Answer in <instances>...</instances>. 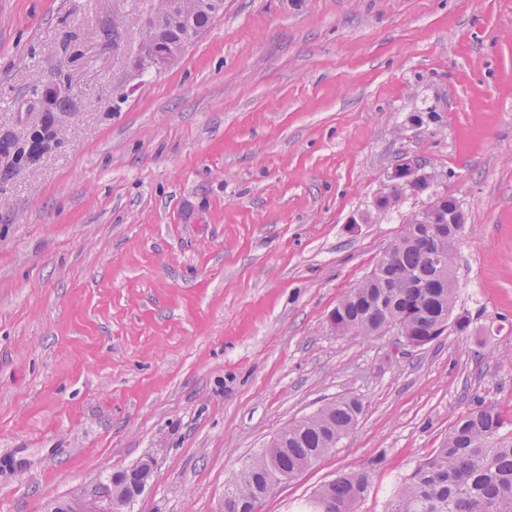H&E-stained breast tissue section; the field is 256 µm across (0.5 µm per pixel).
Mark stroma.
I'll return each mask as SVG.
<instances>
[{
    "label": "stroma",
    "mask_w": 512,
    "mask_h": 512,
    "mask_svg": "<svg viewBox=\"0 0 512 512\" xmlns=\"http://www.w3.org/2000/svg\"><path fill=\"white\" fill-rule=\"evenodd\" d=\"M140 39L132 0H0V139L55 130L29 165L0 154V512H104L144 463L124 512H224L244 463L339 397L354 426L256 512L343 473L389 512L479 397L512 441V0H224L162 71ZM408 159L428 189L381 208ZM444 195L468 331L336 334ZM144 463L130 470L117 472L112 477V489L108 491L111 502L110 512H121L122 507L138 496L146 485L149 469Z\"/></svg>",
    "instance_id": "35a3bbf8"
}]
</instances>
